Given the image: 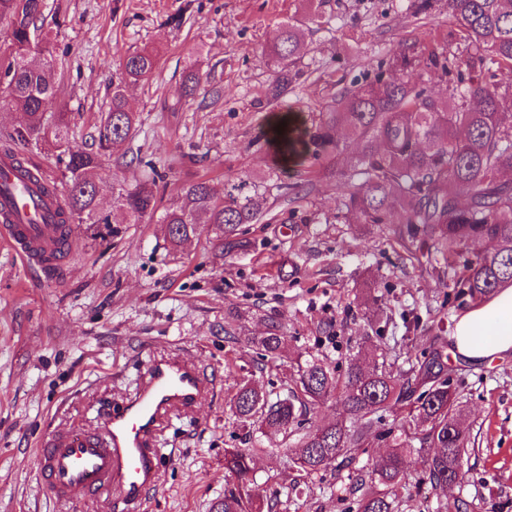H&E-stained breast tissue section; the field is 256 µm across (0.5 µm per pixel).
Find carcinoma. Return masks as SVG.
<instances>
[{
	"label": "carcinoma",
	"instance_id": "obj_1",
	"mask_svg": "<svg viewBox=\"0 0 512 512\" xmlns=\"http://www.w3.org/2000/svg\"><path fill=\"white\" fill-rule=\"evenodd\" d=\"M448 13L459 33L448 31V42L460 40L463 50L433 48L427 59L410 46H401L386 62V70L369 83L357 86L323 113L311 127L284 126L268 131L269 140L282 157L301 156L313 162L338 158L345 149L337 137L343 129L358 144L350 157L348 176L359 185L342 199V209L362 216L368 224H382L394 214L398 223L426 238L452 247L460 271L453 288L459 296L482 301L506 283H512V0H447ZM44 0H0V21L7 24L12 52L0 63V76L10 90V106L24 121L0 136V158L13 161L23 179L40 191L61 197L51 223L61 244L72 227L112 224L121 216L138 220L154 215L160 206L156 181L129 187L119 181H102L97 170L101 152L133 138L137 115L128 107L127 87L147 80L156 68V57L147 50L126 55L112 70V98L98 127L99 151L67 148L65 191L43 177L39 167L24 155L29 146L68 143L65 114L55 111L58 89L53 80L56 61L49 50L36 65L28 60L30 42L41 30ZM301 21L281 25L277 41L265 53L264 64L272 74L269 94L276 100L288 92L297 74V47ZM478 72V78L458 85L448 97L435 99L411 76L418 70L437 69L448 75L461 67ZM199 71L189 67L183 90L196 96ZM112 198V211L101 208ZM467 198L461 203V198ZM268 196L261 184L242 183L217 196L207 181L180 188L176 205L159 214L165 240L176 250L206 229L219 241L221 253L230 257L245 252L251 242L242 226L255 224L267 209ZM476 240L496 243L489 255L469 258L468 245ZM265 355L278 357L286 344L285 326L268 319L264 335L253 340ZM381 362L371 366L367 360ZM396 347L375 351L361 349L338 371L327 358L298 355L292 387L286 395L266 393L249 382L239 385L233 397L235 416L243 426L262 437L293 440L290 449L296 478L288 494L299 497L310 489L309 480L340 457L353 459L365 447L371 429L390 414V428L378 438L390 448L366 478L356 480L358 512H395L389 487L404 477V457L417 448L436 452L418 483L432 489L448 488L464 474L468 436L462 423V394L448 389V364L442 346L436 345L402 368ZM334 399L342 412L336 419L313 423L311 411ZM362 422L350 430L346 421ZM260 442L250 448L224 450V472L237 478L236 487L224 492L220 512H273L274 505L256 502L248 484L251 462Z\"/></svg>",
	"mask_w": 512,
	"mask_h": 512
}]
</instances>
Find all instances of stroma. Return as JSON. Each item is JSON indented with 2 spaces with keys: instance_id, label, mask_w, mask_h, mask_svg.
I'll use <instances>...</instances> for the list:
<instances>
[{
  "instance_id": "stroma-1",
  "label": "stroma",
  "mask_w": 512,
  "mask_h": 512,
  "mask_svg": "<svg viewBox=\"0 0 512 512\" xmlns=\"http://www.w3.org/2000/svg\"><path fill=\"white\" fill-rule=\"evenodd\" d=\"M418 0H321L322 21L306 24L298 51L300 76L279 102L268 103L271 74L264 52L281 22L302 17L304 0H45L57 111L70 144L96 150V124L109 107L112 69L127 53L153 50V75L131 85L135 137L103 156L106 182L133 185L158 174L164 203L179 186L209 179L216 194L243 180L265 183L270 211L245 227L252 249L220 255L208 232L170 250L156 219L86 224L58 273L23 264L0 243V512H211L234 477L224 451L244 447L248 433L231 410L242 378L280 394L291 387L293 360L309 352L345 367L359 349L398 342L413 354L428 349L431 321L453 334L469 298L449 302L448 270L395 221L368 224L340 208L353 188L344 160L313 175L305 158L281 162L267 141L271 113L317 122L324 107L372 81L380 61L400 45L428 55L455 29L444 0L429 15ZM196 66L224 96L207 108L183 98L181 74ZM310 181L307 197L291 188ZM242 317L224 333V311ZM288 340L279 358L252 346L268 318ZM336 333H322L325 323ZM198 365L209 394L170 417L155 441L162 456L158 486L139 508L117 496L55 500L35 464L41 437L61 429L92 430L104 409L137 389L154 357ZM448 367L463 393V424L473 447L465 477L447 491L417 483L430 449L412 452L406 477L390 496L399 512H512V355ZM253 462L254 490L274 512H348L350 469L371 472L384 442L370 439L351 467L316 476L308 495L291 498L288 442L263 440Z\"/></svg>"
}]
</instances>
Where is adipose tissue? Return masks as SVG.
<instances>
[{
  "label": "adipose tissue",
  "instance_id": "1",
  "mask_svg": "<svg viewBox=\"0 0 512 512\" xmlns=\"http://www.w3.org/2000/svg\"><path fill=\"white\" fill-rule=\"evenodd\" d=\"M452 341L456 354L475 363L512 354V285L462 310Z\"/></svg>",
  "mask_w": 512,
  "mask_h": 512
}]
</instances>
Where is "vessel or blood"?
<instances>
[{
    "label": "vessel or blood",
    "instance_id": "1",
    "mask_svg": "<svg viewBox=\"0 0 512 512\" xmlns=\"http://www.w3.org/2000/svg\"><path fill=\"white\" fill-rule=\"evenodd\" d=\"M7 190L0 208L45 214L49 204L13 187L7 169L0 168ZM0 242L24 263L47 273L58 268V233L52 224H4ZM202 371L174 357L153 359L136 392L121 408L108 411L99 431H57L40 440L37 467L49 490L63 500L116 493L130 504L140 503L154 488L160 458L149 446L161 420L173 409L191 405L204 391Z\"/></svg>",
    "mask_w": 512,
    "mask_h": 512
}]
</instances>
